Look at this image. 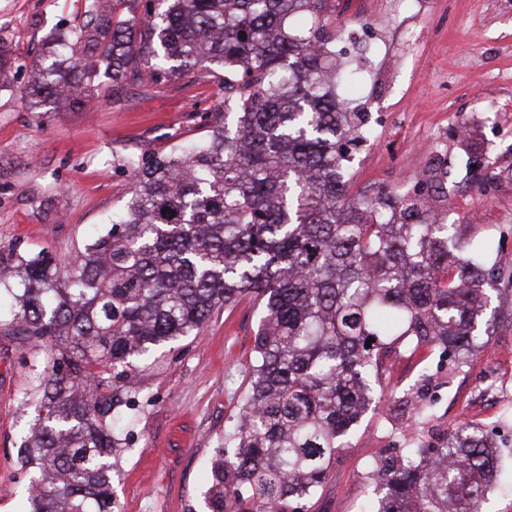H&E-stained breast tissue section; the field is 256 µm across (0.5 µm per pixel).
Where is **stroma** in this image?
<instances>
[{"label": "stroma", "mask_w": 512, "mask_h": 512, "mask_svg": "<svg viewBox=\"0 0 512 512\" xmlns=\"http://www.w3.org/2000/svg\"><path fill=\"white\" fill-rule=\"evenodd\" d=\"M87 6L0 0V48L13 60L0 83V247L46 252L60 265L105 233L106 216L130 196L128 157L200 134L224 102L217 82L194 74L150 91L130 85L117 96L105 79L94 106L30 111L25 93L43 41L71 29ZM337 23L375 38L365 49L334 45L353 74L344 95L367 112L374 134L354 156L351 195L420 181L425 151L440 141L461 234L489 242L496 325L459 371L435 350L390 353L381 401L337 451L309 512H358L373 492L369 461L413 440L399 431L406 399L428 396L436 405L425 443L460 424L480 425L503 447L500 469L512 477V183L498 180L512 168V0H349ZM259 319L258 307L242 299L132 373L139 406L126 416L129 446L114 460L117 512H207L213 452L237 411ZM30 358L0 336V512H22L27 498L17 448L28 420L21 402ZM486 374L497 379L499 396L481 405L475 385Z\"/></svg>", "instance_id": "1"}]
</instances>
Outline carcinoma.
Wrapping results in <instances>:
<instances>
[{
  "label": "carcinoma",
  "mask_w": 512,
  "mask_h": 512,
  "mask_svg": "<svg viewBox=\"0 0 512 512\" xmlns=\"http://www.w3.org/2000/svg\"><path fill=\"white\" fill-rule=\"evenodd\" d=\"M91 0L35 64L32 112L205 71L224 116L197 141L127 160L110 229L66 265L0 250V334L46 355L25 393L27 512H113L128 378L243 296L262 309L237 413L214 451L208 512H302L373 403L383 358L429 346L470 365L489 333L486 242L437 217L448 171L349 195L346 145L372 130L336 93L341 0ZM374 342L367 343L368 339ZM422 403L408 427L428 424ZM500 449L477 425L377 459L361 512H486Z\"/></svg>",
  "instance_id": "1"
}]
</instances>
